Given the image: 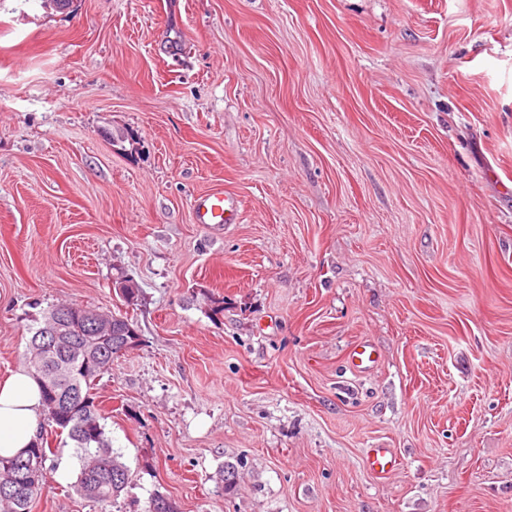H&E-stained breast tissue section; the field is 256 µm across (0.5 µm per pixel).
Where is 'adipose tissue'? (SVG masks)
I'll return each mask as SVG.
<instances>
[{"instance_id": "adipose-tissue-1", "label": "adipose tissue", "mask_w": 512, "mask_h": 512, "mask_svg": "<svg viewBox=\"0 0 512 512\" xmlns=\"http://www.w3.org/2000/svg\"><path fill=\"white\" fill-rule=\"evenodd\" d=\"M41 392L23 369L0 381V456L30 447L39 432Z\"/></svg>"}]
</instances>
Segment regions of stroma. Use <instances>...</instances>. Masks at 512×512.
<instances>
[{"label": "stroma", "mask_w": 512, "mask_h": 512, "mask_svg": "<svg viewBox=\"0 0 512 512\" xmlns=\"http://www.w3.org/2000/svg\"><path fill=\"white\" fill-rule=\"evenodd\" d=\"M61 303L129 483L32 512H512V0H0V379ZM195 223L238 224L242 210L239 199L228 193H207L192 200ZM397 458L391 448H369L366 465L378 478H386L393 470Z\"/></svg>", "instance_id": "1"}]
</instances>
